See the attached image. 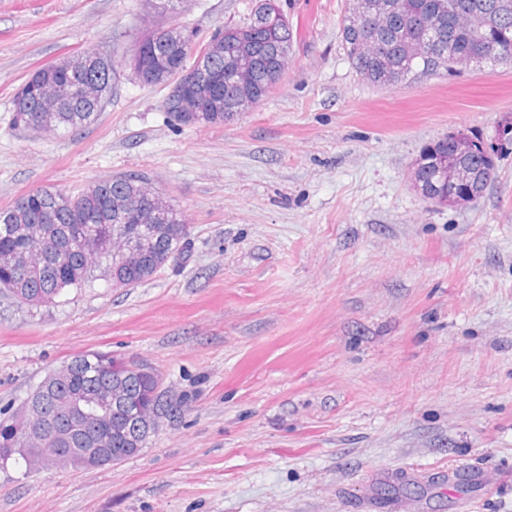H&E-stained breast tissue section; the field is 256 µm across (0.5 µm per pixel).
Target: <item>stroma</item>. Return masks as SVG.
Masks as SVG:
<instances>
[{
  "instance_id": "35a3bbf8",
  "label": "stroma",
  "mask_w": 512,
  "mask_h": 512,
  "mask_svg": "<svg viewBox=\"0 0 512 512\" xmlns=\"http://www.w3.org/2000/svg\"><path fill=\"white\" fill-rule=\"evenodd\" d=\"M256 3L0 0V208L141 172L190 231L134 288L0 294V422L88 351L147 363L180 406L114 466L8 462L0 512H512V63L378 88L347 57V0H276L280 82L224 125L171 122L134 42L168 21L203 41ZM88 52L115 73L97 122L13 129L29 75ZM458 130L494 148L496 178L453 208L410 172Z\"/></svg>"
}]
</instances>
